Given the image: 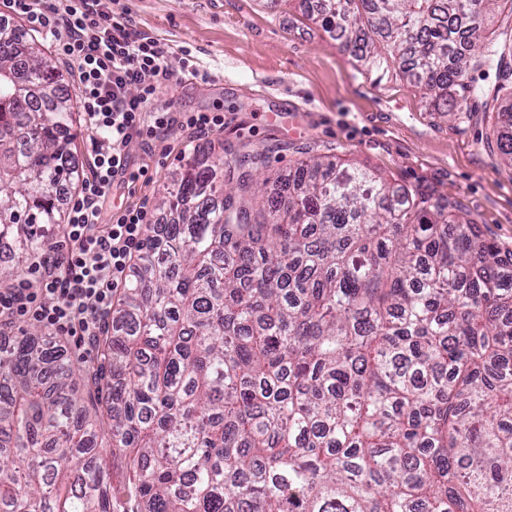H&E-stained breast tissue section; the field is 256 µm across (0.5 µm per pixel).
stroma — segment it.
Returning <instances> with one entry per match:
<instances>
[{"label": "stroma", "instance_id": "1", "mask_svg": "<svg viewBox=\"0 0 512 512\" xmlns=\"http://www.w3.org/2000/svg\"><path fill=\"white\" fill-rule=\"evenodd\" d=\"M136 27L169 43L172 79L154 107L221 110L223 129L203 141L202 156L268 149L270 170L337 155L376 169L391 182L454 201L465 219L502 252H512V169L496 148L483 114L460 119L432 111L421 91L395 75L377 79L320 27L306 20L307 0H119ZM190 51L208 80L181 75ZM187 141L133 144L131 169L150 179L135 194L115 190L106 208L134 195L160 202L181 177ZM169 152L166 165L155 163Z\"/></svg>", "mask_w": 512, "mask_h": 512}]
</instances>
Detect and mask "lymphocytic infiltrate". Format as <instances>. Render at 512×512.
<instances>
[{"mask_svg": "<svg viewBox=\"0 0 512 512\" xmlns=\"http://www.w3.org/2000/svg\"><path fill=\"white\" fill-rule=\"evenodd\" d=\"M0 22L22 18L30 31L44 34L69 68L83 114L89 151L80 182L67 191L65 247L40 252L26 277L0 289V336L12 334L14 320L40 323L59 336H71L84 355L97 352L120 288L135 271L134 261L154 221L143 195L112 221L104 207L118 184H132L139 173L128 167L133 142L162 141L174 128L190 141L223 128L220 112L152 108L158 89L169 81V47L135 29L112 0H6ZM43 286L32 290L31 279Z\"/></svg>", "mask_w": 512, "mask_h": 512, "instance_id": "obj_1", "label": "lymphocytic infiltrate"}]
</instances>
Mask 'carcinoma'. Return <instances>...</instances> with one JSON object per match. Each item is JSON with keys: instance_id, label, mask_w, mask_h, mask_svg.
I'll use <instances>...</instances> for the list:
<instances>
[{"instance_id": "carcinoma-1", "label": "carcinoma", "mask_w": 512, "mask_h": 512, "mask_svg": "<svg viewBox=\"0 0 512 512\" xmlns=\"http://www.w3.org/2000/svg\"><path fill=\"white\" fill-rule=\"evenodd\" d=\"M307 18L436 112L497 103L512 168V0ZM485 69L492 89L465 81ZM73 122L57 67L0 28V242L31 252L63 222ZM261 162H186L103 364L21 326L0 349V512H512V253L340 157L259 183Z\"/></svg>"}]
</instances>
